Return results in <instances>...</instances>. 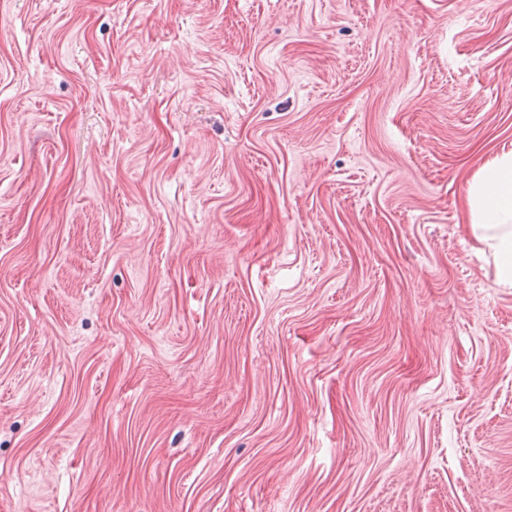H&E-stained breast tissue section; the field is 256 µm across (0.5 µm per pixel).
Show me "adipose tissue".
<instances>
[{
	"instance_id": "obj_1",
	"label": "adipose tissue",
	"mask_w": 512,
	"mask_h": 512,
	"mask_svg": "<svg viewBox=\"0 0 512 512\" xmlns=\"http://www.w3.org/2000/svg\"><path fill=\"white\" fill-rule=\"evenodd\" d=\"M465 211L472 235L493 259L497 284L512 288V151L481 168L468 189Z\"/></svg>"
}]
</instances>
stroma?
<instances>
[{"label":"stroma","mask_w":512,"mask_h":512,"mask_svg":"<svg viewBox=\"0 0 512 512\" xmlns=\"http://www.w3.org/2000/svg\"><path fill=\"white\" fill-rule=\"evenodd\" d=\"M512 0H0V512H512ZM464 206L472 235L493 259L496 283L512 288V151L485 163Z\"/></svg>","instance_id":"1"}]
</instances>
